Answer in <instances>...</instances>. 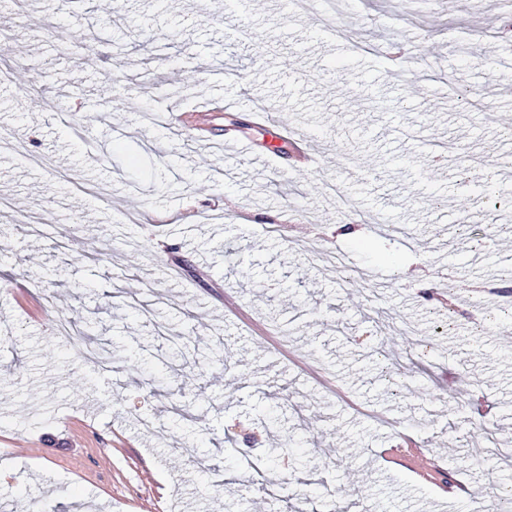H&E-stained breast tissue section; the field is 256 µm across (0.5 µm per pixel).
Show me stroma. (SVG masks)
<instances>
[{
	"label": "stroma",
	"mask_w": 512,
	"mask_h": 512,
	"mask_svg": "<svg viewBox=\"0 0 512 512\" xmlns=\"http://www.w3.org/2000/svg\"><path fill=\"white\" fill-rule=\"evenodd\" d=\"M14 10L0 0V512H267L245 459L293 435L277 512L351 481L371 512H492L512 468L470 448L480 426L512 435V190H483L493 168L512 181V38L492 27L512 0ZM215 96L232 109L214 136L261 147L260 104L322 159L195 140L183 116ZM178 351L189 377L150 394L142 368Z\"/></svg>",
	"instance_id": "1"
}]
</instances>
